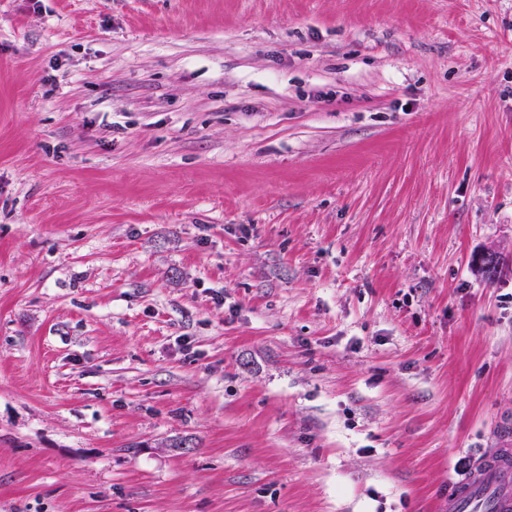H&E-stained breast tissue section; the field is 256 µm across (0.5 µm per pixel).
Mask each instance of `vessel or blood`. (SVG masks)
<instances>
[{
	"instance_id": "obj_1",
	"label": "vessel or blood",
	"mask_w": 512,
	"mask_h": 512,
	"mask_svg": "<svg viewBox=\"0 0 512 512\" xmlns=\"http://www.w3.org/2000/svg\"><path fill=\"white\" fill-rule=\"evenodd\" d=\"M446 512H512V448L491 450L448 487Z\"/></svg>"
}]
</instances>
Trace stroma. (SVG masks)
Returning <instances> with one entry per match:
<instances>
[{
    "mask_svg": "<svg viewBox=\"0 0 512 512\" xmlns=\"http://www.w3.org/2000/svg\"><path fill=\"white\" fill-rule=\"evenodd\" d=\"M510 428L512 0H0V512H441Z\"/></svg>",
    "mask_w": 512,
    "mask_h": 512,
    "instance_id": "35a3bbf8",
    "label": "stroma"
}]
</instances>
